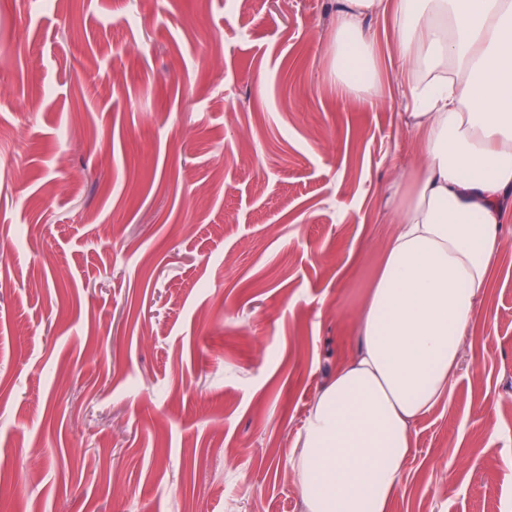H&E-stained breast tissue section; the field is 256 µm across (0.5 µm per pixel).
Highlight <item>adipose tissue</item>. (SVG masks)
Wrapping results in <instances>:
<instances>
[{
    "label": "adipose tissue",
    "mask_w": 512,
    "mask_h": 512,
    "mask_svg": "<svg viewBox=\"0 0 512 512\" xmlns=\"http://www.w3.org/2000/svg\"><path fill=\"white\" fill-rule=\"evenodd\" d=\"M387 11L423 162L396 180L360 348L294 443L304 512H389L412 427L450 391L512 213V0H346L328 50L348 96L378 90L360 21Z\"/></svg>",
    "instance_id": "ef3b65f1"
}]
</instances>
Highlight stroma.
Masks as SVG:
<instances>
[{
  "label": "stroma",
  "mask_w": 512,
  "mask_h": 512,
  "mask_svg": "<svg viewBox=\"0 0 512 512\" xmlns=\"http://www.w3.org/2000/svg\"><path fill=\"white\" fill-rule=\"evenodd\" d=\"M343 0H0V512H302L421 160L326 48ZM390 512H512V215Z\"/></svg>",
  "instance_id": "1"
}]
</instances>
